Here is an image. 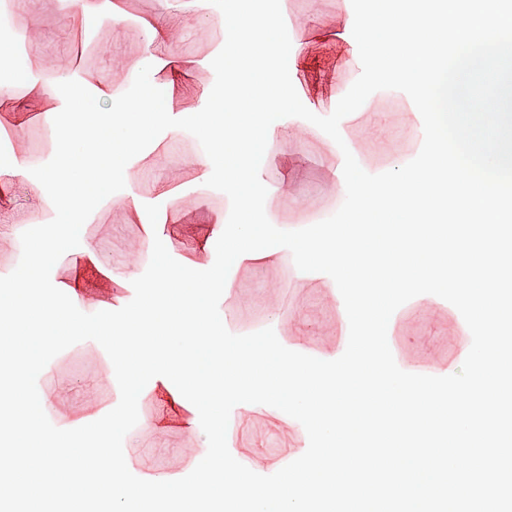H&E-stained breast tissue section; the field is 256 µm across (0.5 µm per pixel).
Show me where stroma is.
<instances>
[{
	"instance_id": "stroma-1",
	"label": "stroma",
	"mask_w": 512,
	"mask_h": 512,
	"mask_svg": "<svg viewBox=\"0 0 512 512\" xmlns=\"http://www.w3.org/2000/svg\"><path fill=\"white\" fill-rule=\"evenodd\" d=\"M123 13L114 21L108 9H100V28L94 50L84 49L81 31L63 0H12L13 29L26 30L34 45L30 55L20 57L22 69L35 78L77 79L91 76L100 87H109L114 97L149 81H173L177 106L198 109L208 104L204 90L220 84L222 70L212 60L224 51V34L219 19L225 0H113ZM279 17L293 23L300 50L289 65L295 71V89L301 102L319 116L330 115L339 100L359 77V52L346 34V0H280ZM206 18L207 33H198L197 18ZM164 25L173 34L145 45L142 22ZM162 63L157 73L138 68L143 55ZM45 103L27 93L0 97V125L13 130L25 170L17 175H0V271L19 263L23 231L50 222L51 200L37 182L56 167L60 154L44 127L32 121L44 111ZM290 139L273 136L258 150L264 166L251 173L240 186L249 191L267 185L266 215L271 223L296 227L310 220L333 215L344 197L336 189V176L343 171L345 153H352L363 170L381 173L386 162L408 163L421 150L424 130L415 120L404 92L380 90L368 97L352 114L344 117L339 130L342 143H335L312 123L287 118ZM198 135L190 126L178 132L162 131L158 140L131 155L127 166L132 178L125 193L151 204L171 194L176 208L160 210L157 223L131 219L122 209L104 199L84 224L83 239L105 259L96 270L76 252L65 253L51 271L53 284L77 287L87 313L99 303L120 309L129 303L132 282L148 267L135 259L136 249L145 247L148 231L158 228L170 245L175 260L201 257L214 263L215 245L230 212L223 192L207 187L202 153L191 150ZM330 277L321 272L297 269L291 252H284L278 265L252 263L242 268L219 302L221 317L231 319L232 333L249 334L279 319L276 331L293 345L314 352L334 349L347 328L343 302L329 287ZM395 343L401 365H409L439 376L457 373L472 336L460 312L441 298L414 297L398 308ZM111 363L95 341L79 342L54 357L48 364L52 383H40L41 398L49 409L52 424L72 428L90 406L107 414L120 400L116 381L108 380ZM237 421L231 451L240 460L258 463L271 475L301 456L309 444L300 422L281 410L263 404L234 407ZM124 450L140 449L143 463L132 471L145 479L164 476L183 478L190 460L204 457L208 442L202 428L173 427L161 432L137 425L125 436Z\"/></svg>"
}]
</instances>
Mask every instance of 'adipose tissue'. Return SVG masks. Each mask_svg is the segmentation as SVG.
<instances>
[{
  "label": "adipose tissue",
  "mask_w": 512,
  "mask_h": 512,
  "mask_svg": "<svg viewBox=\"0 0 512 512\" xmlns=\"http://www.w3.org/2000/svg\"><path fill=\"white\" fill-rule=\"evenodd\" d=\"M275 22V14L269 11L225 9L223 27L232 32L233 40L214 61L223 70L224 81L209 90V106L193 110L190 116L196 131L211 142L215 163L210 173L222 178L238 208L251 214L250 224L241 229L242 246L224 251L226 261L235 264L253 260L273 265L280 260L274 240L260 244L254 240L253 227L265 218L261 191L238 190L239 183L248 177L247 164L255 145L269 135L274 118L283 116L293 105L280 52L267 37ZM19 81L28 91L54 102L56 145L65 160L64 167L46 172L39 183L42 192L53 202H64L65 208L50 238L39 241L32 250L31 264L37 268L49 264L68 245L83 216L97 204L98 192L115 178L127 176L126 168L113 164V152L136 151L162 121H170L176 128L182 117L173 111L174 85L170 82L151 83L143 94L98 111L88 108V100L108 98L110 92L91 79L47 86L33 76L19 80L0 69L1 89ZM108 128L119 133L111 148L102 145V134ZM230 150L235 161L219 166V159Z\"/></svg>",
  "instance_id": "ef3b65f1"
}]
</instances>
